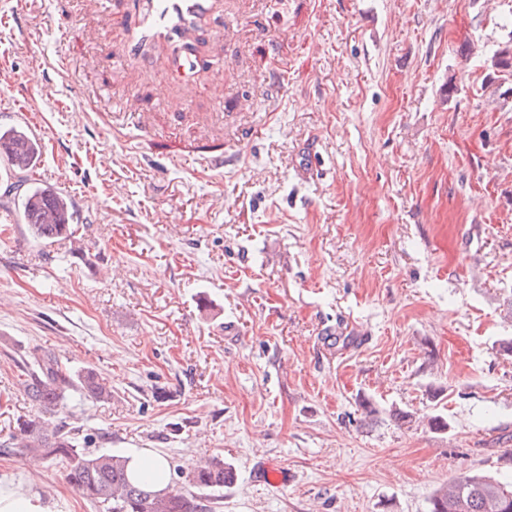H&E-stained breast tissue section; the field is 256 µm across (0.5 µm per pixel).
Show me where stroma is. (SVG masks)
Listing matches in <instances>:
<instances>
[{
  "label": "stroma",
  "mask_w": 512,
  "mask_h": 512,
  "mask_svg": "<svg viewBox=\"0 0 512 512\" xmlns=\"http://www.w3.org/2000/svg\"><path fill=\"white\" fill-rule=\"evenodd\" d=\"M131 3L94 23L76 0H0V127L31 114L28 177L72 199L88 249L33 241L0 160V442L34 411L17 380L39 350L112 382L57 414L87 452L153 450L179 488L223 459L211 512H429L462 471L512 479V73L492 66L512 0H224L223 43L180 88L84 38L121 54ZM107 85L154 113L152 140L89 108ZM213 112L217 176L197 163ZM0 477L104 512L62 465L0 452Z\"/></svg>",
  "instance_id": "obj_1"
}]
</instances>
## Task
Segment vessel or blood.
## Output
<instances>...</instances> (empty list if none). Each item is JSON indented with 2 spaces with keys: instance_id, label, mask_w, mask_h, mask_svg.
I'll list each match as a JSON object with an SVG mask.
<instances>
[{
  "instance_id": "b4317fda",
  "label": "vessel or blood",
  "mask_w": 512,
  "mask_h": 512,
  "mask_svg": "<svg viewBox=\"0 0 512 512\" xmlns=\"http://www.w3.org/2000/svg\"><path fill=\"white\" fill-rule=\"evenodd\" d=\"M137 9L124 30L125 57L141 63L163 55L173 85L185 83L209 64L206 46L223 37L221 0H135ZM142 133L152 127L136 96L126 95L119 110Z\"/></svg>"
}]
</instances>
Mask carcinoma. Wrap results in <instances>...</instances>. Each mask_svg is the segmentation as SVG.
<instances>
[{
  "instance_id": "obj_1",
  "label": "carcinoma",
  "mask_w": 512,
  "mask_h": 512,
  "mask_svg": "<svg viewBox=\"0 0 512 512\" xmlns=\"http://www.w3.org/2000/svg\"><path fill=\"white\" fill-rule=\"evenodd\" d=\"M492 66L512 69L511 42L496 50ZM41 150L40 141L22 126L0 130V156L18 170L33 169ZM18 208L33 239L53 242L71 238L75 253L84 255L83 243L75 238L71 198L36 184L18 199ZM19 384L39 413L18 419L4 447L64 465L68 483L107 512H208L204 492L223 488L225 475L232 473L224 460L214 457L192 468L188 474L190 488L146 491L129 480L127 459L112 453L84 452L80 449V428L52 419L72 392L99 402L112 399V384L107 378L90 369L72 373L59 358L34 353L24 362ZM430 504V512H512V481L464 471L439 488Z\"/></svg>"
}]
</instances>
